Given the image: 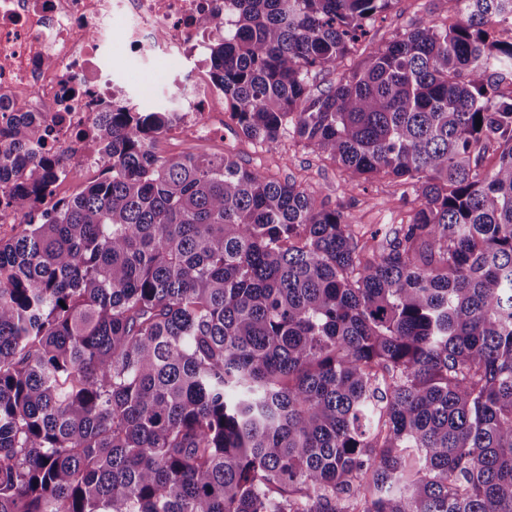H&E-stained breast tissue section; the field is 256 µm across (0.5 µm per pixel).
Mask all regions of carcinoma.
Returning <instances> with one entry per match:
<instances>
[{
    "instance_id": "cac0c4a2",
    "label": "carcinoma",
    "mask_w": 512,
    "mask_h": 512,
    "mask_svg": "<svg viewBox=\"0 0 512 512\" xmlns=\"http://www.w3.org/2000/svg\"><path fill=\"white\" fill-rule=\"evenodd\" d=\"M393 2L224 0L209 60L242 137L410 189L395 232L159 156L178 112L119 98L58 199L40 120L0 119V512H512V0L313 92Z\"/></svg>"
}]
</instances>
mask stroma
<instances>
[{"mask_svg":"<svg viewBox=\"0 0 512 512\" xmlns=\"http://www.w3.org/2000/svg\"><path fill=\"white\" fill-rule=\"evenodd\" d=\"M446 10L445 0H395L391 9L373 23L374 42L383 43L415 25L442 18ZM126 81L131 99H138L141 86L149 83L154 87L153 105L168 109H180L185 105L184 100L171 99L172 86L161 71L136 70L127 74ZM156 152L161 156L199 152L235 155L241 163L261 165L273 179L296 180L316 191L329 206L342 208L369 228L377 224H399L409 210L408 204L400 200L396 186L388 181H372L367 187L348 189L333 161L319 156L291 136L282 135L277 144L268 147L244 139L229 120L224 123L223 139L199 146L164 137L158 140Z\"/></svg>","mask_w":512,"mask_h":512,"instance_id":"obj_1","label":"stroma"}]
</instances>
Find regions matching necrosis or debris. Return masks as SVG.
<instances>
[{
    "label": "necrosis or debris",
    "mask_w": 512,
    "mask_h": 512,
    "mask_svg": "<svg viewBox=\"0 0 512 512\" xmlns=\"http://www.w3.org/2000/svg\"><path fill=\"white\" fill-rule=\"evenodd\" d=\"M223 9L224 0H0V111L37 113L41 150L61 156L64 170L92 169L95 101L126 94L114 62L162 61L175 80L190 60L196 75L173 133L222 136L224 94L205 75L213 32L202 20Z\"/></svg>",
    "instance_id": "1"
}]
</instances>
